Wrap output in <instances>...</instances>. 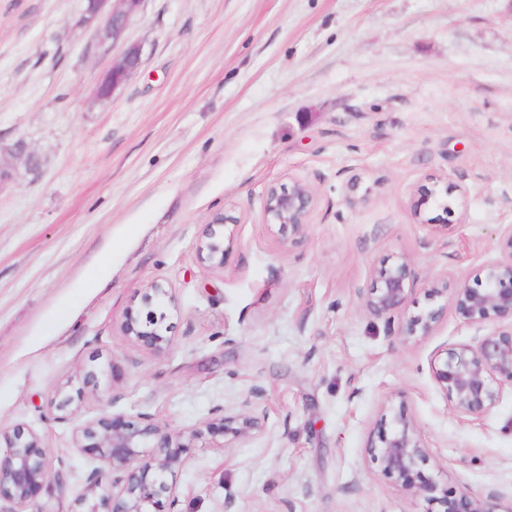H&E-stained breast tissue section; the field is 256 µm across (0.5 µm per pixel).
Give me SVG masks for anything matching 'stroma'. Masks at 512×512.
Returning <instances> with one entry per match:
<instances>
[{
	"label": "stroma",
	"instance_id": "obj_1",
	"mask_svg": "<svg viewBox=\"0 0 512 512\" xmlns=\"http://www.w3.org/2000/svg\"><path fill=\"white\" fill-rule=\"evenodd\" d=\"M87 9L0 0V424L37 431L61 477L34 512H70L93 466L52 405L93 369L82 420L147 413L186 434L221 406L264 415L232 449L192 440L173 476L181 512H431L367 454L390 407L425 437L426 477L512 512V396L469 421L431 372L482 327L448 311L407 343L357 298L374 265L404 257L415 313L429 282L477 286L500 258L512 0H141L113 44ZM131 44L137 71L100 99ZM291 178L316 207L288 248L262 211ZM436 182L464 193L419 205ZM222 211L237 221L217 227L224 266L210 269L196 244ZM153 282L179 303L160 356L119 330Z\"/></svg>",
	"mask_w": 512,
	"mask_h": 512
}]
</instances>
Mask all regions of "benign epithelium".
Listing matches in <instances>:
<instances>
[{"label": "benign epithelium", "instance_id": "1", "mask_svg": "<svg viewBox=\"0 0 512 512\" xmlns=\"http://www.w3.org/2000/svg\"><path fill=\"white\" fill-rule=\"evenodd\" d=\"M89 0L87 22L99 21L100 40H116L140 0ZM141 50L133 45L112 64L98 86V96L108 97L124 84L140 64ZM315 209L310 186L300 179L271 184L265 189L263 223L277 228L278 239L296 245L304 237ZM237 218L216 213L206 225L196 245L200 263L210 268L224 266V248L214 241V226L233 224ZM502 258L487 266L484 282L472 288L453 278L436 281L430 291L444 299L438 307L417 313L407 312L412 288L409 261L402 258L383 263L372 270L368 291L358 292L362 306L376 317L402 318L400 335L417 341L429 336L443 313L453 309L469 324L490 320L507 321L508 327L482 334L468 345L445 349V357L433 363L432 372L439 389L461 418L478 420L489 414L503 395L512 392V225L503 231ZM165 298L177 307L172 292L160 283L146 289L140 306L123 314L120 331L129 341L155 355H162L172 344L167 314L153 310L156 300ZM56 418H73L72 397L67 387L57 389ZM261 429L260 417L251 412L233 413L218 409L189 439L205 433L232 436L244 442ZM183 434L159 425L148 414L135 416L104 413L76 423L72 431L73 447L99 463L85 478L81 493L71 512H158L164 500L169 512H179V499L168 477L184 467L181 449ZM0 512H30L37 494L55 474L49 450L42 437L20 424L0 425ZM367 453L381 472L411 496H423L439 505L442 512H488L485 504L463 488L455 494L424 477L422 467L429 458L425 438L414 420L404 411L382 414L370 434Z\"/></svg>", "mask_w": 512, "mask_h": 512}]
</instances>
